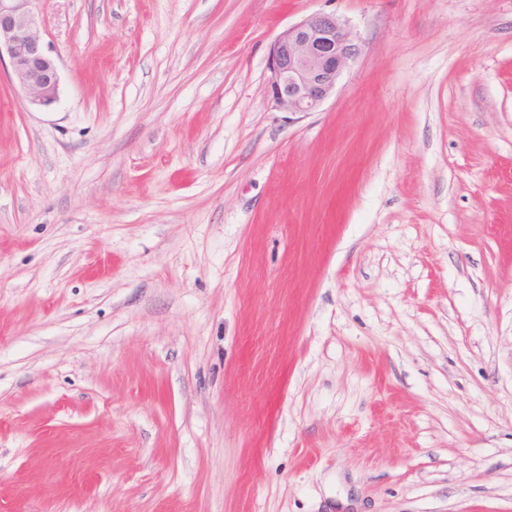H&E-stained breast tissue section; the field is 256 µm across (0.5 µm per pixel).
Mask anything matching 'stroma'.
Wrapping results in <instances>:
<instances>
[{"instance_id":"stroma-1","label":"stroma","mask_w":512,"mask_h":512,"mask_svg":"<svg viewBox=\"0 0 512 512\" xmlns=\"http://www.w3.org/2000/svg\"><path fill=\"white\" fill-rule=\"evenodd\" d=\"M360 55L267 93L314 13ZM0 66V512H512V0H42ZM41 0H0V64L4 53L11 78L35 106L57 101L60 73L44 43L36 10ZM360 46L348 25L315 13L288 26L269 53L268 92L282 112L308 113L332 94Z\"/></svg>"}]
</instances>
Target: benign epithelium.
Wrapping results in <instances>:
<instances>
[{"instance_id":"7a95c632","label":"benign epithelium","mask_w":512,"mask_h":512,"mask_svg":"<svg viewBox=\"0 0 512 512\" xmlns=\"http://www.w3.org/2000/svg\"><path fill=\"white\" fill-rule=\"evenodd\" d=\"M41 0H0V60L35 106L57 101L60 73L44 43L36 10ZM360 46L348 25L315 13L285 29L269 53L268 92L281 112L308 113L332 94Z\"/></svg>"}]
</instances>
